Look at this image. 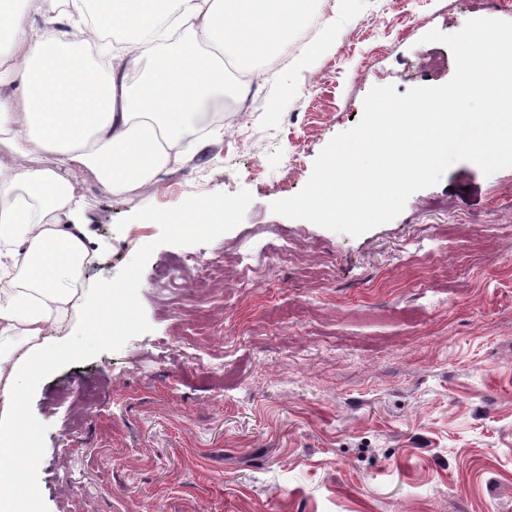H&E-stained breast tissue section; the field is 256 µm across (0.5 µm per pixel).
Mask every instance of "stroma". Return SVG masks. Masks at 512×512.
<instances>
[{"label": "stroma", "instance_id": "1", "mask_svg": "<svg viewBox=\"0 0 512 512\" xmlns=\"http://www.w3.org/2000/svg\"><path fill=\"white\" fill-rule=\"evenodd\" d=\"M306 13L310 37L292 31L246 97L225 67L223 137L152 188L116 195L69 173L95 253L83 294L156 242L139 209L253 200L211 243L158 245L139 292L150 332L38 386L48 512H512V168L455 163L358 237L271 209L372 87L453 77L451 50L423 35L512 21V0H307ZM244 253L268 291L240 288ZM190 258L219 277L160 287Z\"/></svg>", "mask_w": 512, "mask_h": 512}]
</instances>
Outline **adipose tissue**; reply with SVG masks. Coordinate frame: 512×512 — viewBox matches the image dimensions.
Segmentation results:
<instances>
[{
  "label": "adipose tissue",
  "instance_id": "1",
  "mask_svg": "<svg viewBox=\"0 0 512 512\" xmlns=\"http://www.w3.org/2000/svg\"><path fill=\"white\" fill-rule=\"evenodd\" d=\"M302 0H0V452L33 435L17 404L50 365L46 332L73 305L90 255L83 203L68 171L93 172L112 192L153 185L184 160L198 118L224 96V54L274 55ZM38 490L0 468V512H30Z\"/></svg>",
  "mask_w": 512,
  "mask_h": 512
}]
</instances>
